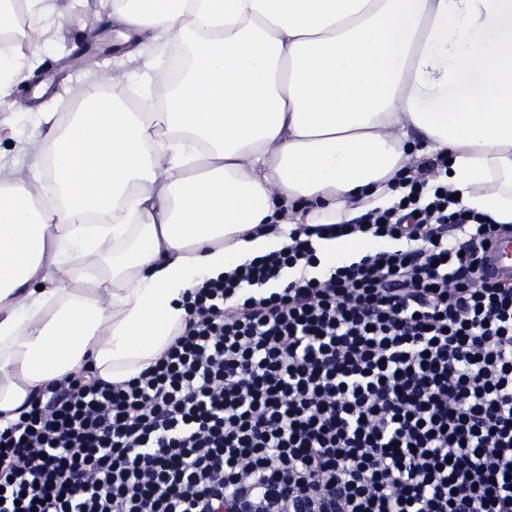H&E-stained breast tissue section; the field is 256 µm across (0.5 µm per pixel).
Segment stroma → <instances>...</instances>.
<instances>
[{
  "label": "stroma",
  "instance_id": "35a3bbf8",
  "mask_svg": "<svg viewBox=\"0 0 512 512\" xmlns=\"http://www.w3.org/2000/svg\"><path fill=\"white\" fill-rule=\"evenodd\" d=\"M56 6L64 16L62 27L47 36L39 63L12 87L9 107L0 112L2 156H12L14 144L36 132L40 113L51 112L56 119H63L80 99L88 80L99 72L122 69L126 97L136 98L144 89L147 76L135 55L137 39H130L122 50L97 54L82 66L70 63L78 46L114 38L112 0H57ZM46 70L51 73L47 79L42 76Z\"/></svg>",
  "mask_w": 512,
  "mask_h": 512
}]
</instances>
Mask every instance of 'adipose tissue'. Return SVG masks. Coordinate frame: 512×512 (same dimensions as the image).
Here are the masks:
<instances>
[{
	"mask_svg": "<svg viewBox=\"0 0 512 512\" xmlns=\"http://www.w3.org/2000/svg\"><path fill=\"white\" fill-rule=\"evenodd\" d=\"M0 0V110L18 76ZM154 70L135 102L93 76L63 123L41 115L35 189L0 165V425L92 367L124 382L187 317L186 292L287 246L300 225L391 206L448 156L462 206L512 224V0H113ZM319 271L385 248L316 240Z\"/></svg>",
	"mask_w": 512,
	"mask_h": 512,
	"instance_id": "ef3b65f1",
	"label": "adipose tissue"
}]
</instances>
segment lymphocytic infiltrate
<instances>
[{
  "label": "lymphocytic infiltrate",
  "instance_id": "1",
  "mask_svg": "<svg viewBox=\"0 0 512 512\" xmlns=\"http://www.w3.org/2000/svg\"><path fill=\"white\" fill-rule=\"evenodd\" d=\"M426 168L203 280L139 376L48 386L0 429V512H512V282L484 269L507 227ZM356 233L397 246L263 293Z\"/></svg>",
  "mask_w": 512,
  "mask_h": 512
}]
</instances>
